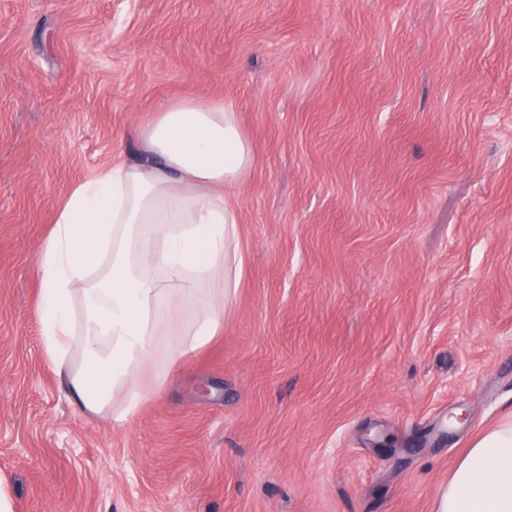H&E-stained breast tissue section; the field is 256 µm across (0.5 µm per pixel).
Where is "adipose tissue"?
I'll list each match as a JSON object with an SVG mask.
<instances>
[{"label": "adipose tissue", "mask_w": 512, "mask_h": 512, "mask_svg": "<svg viewBox=\"0 0 512 512\" xmlns=\"http://www.w3.org/2000/svg\"><path fill=\"white\" fill-rule=\"evenodd\" d=\"M141 155L78 184L40 253L46 353L82 409L124 393L138 411L141 375L224 333L244 256L228 192L256 164L231 105L177 99L149 119ZM80 360L70 365L72 349ZM434 512H512V423L476 438Z\"/></svg>", "instance_id": "1"}]
</instances>
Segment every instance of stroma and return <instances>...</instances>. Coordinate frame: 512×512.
Returning a JSON list of instances; mask_svg holds the SVG:
<instances>
[{"mask_svg":"<svg viewBox=\"0 0 512 512\" xmlns=\"http://www.w3.org/2000/svg\"><path fill=\"white\" fill-rule=\"evenodd\" d=\"M183 97L257 164L224 333L125 424L44 351L70 189ZM512 421V0H0V484L14 512H433Z\"/></svg>","mask_w":512,"mask_h":512,"instance_id":"1","label":"stroma"}]
</instances>
